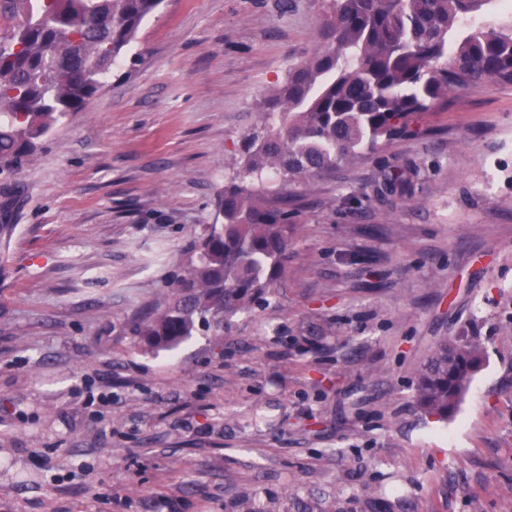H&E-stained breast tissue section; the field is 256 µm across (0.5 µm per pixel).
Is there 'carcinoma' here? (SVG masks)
Wrapping results in <instances>:
<instances>
[{"mask_svg": "<svg viewBox=\"0 0 512 512\" xmlns=\"http://www.w3.org/2000/svg\"><path fill=\"white\" fill-rule=\"evenodd\" d=\"M162 0H10L19 16L0 47V211L10 177L41 138L81 112ZM322 48L288 73L267 102L278 124L248 135L237 182L218 196L222 221L191 249L164 307L130 329L151 348H172L196 325L272 299L288 269V200L253 185L272 171L290 181L335 170L361 150L413 133L448 94L483 82L512 83V22L481 20L495 0H325ZM484 354L481 337L441 339L417 369L413 402L446 420Z\"/></svg>", "mask_w": 512, "mask_h": 512, "instance_id": "carcinoma-1", "label": "carcinoma"}]
</instances>
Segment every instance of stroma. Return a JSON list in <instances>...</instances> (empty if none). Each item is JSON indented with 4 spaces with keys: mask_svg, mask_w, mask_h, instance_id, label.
<instances>
[{
    "mask_svg": "<svg viewBox=\"0 0 512 512\" xmlns=\"http://www.w3.org/2000/svg\"><path fill=\"white\" fill-rule=\"evenodd\" d=\"M324 0H163L12 179L0 238V512H512V85L300 182L276 299L148 349L263 103ZM487 354L454 417L412 403L435 343Z\"/></svg>",
    "mask_w": 512,
    "mask_h": 512,
    "instance_id": "obj_1",
    "label": "stroma"
}]
</instances>
